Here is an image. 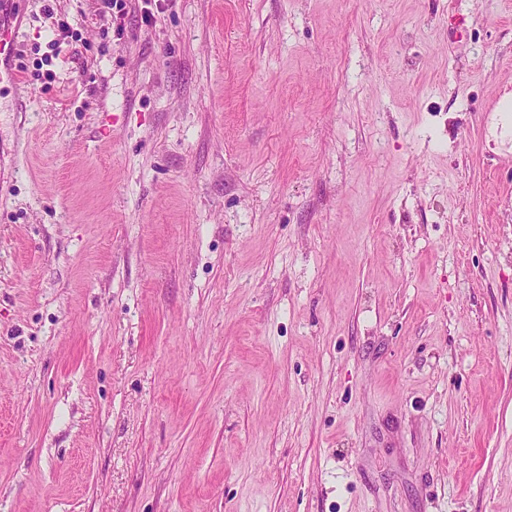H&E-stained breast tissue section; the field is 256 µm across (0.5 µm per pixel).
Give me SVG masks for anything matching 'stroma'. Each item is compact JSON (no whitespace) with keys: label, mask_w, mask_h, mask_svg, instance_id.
I'll use <instances>...</instances> for the list:
<instances>
[{"label":"stroma","mask_w":512,"mask_h":512,"mask_svg":"<svg viewBox=\"0 0 512 512\" xmlns=\"http://www.w3.org/2000/svg\"><path fill=\"white\" fill-rule=\"evenodd\" d=\"M13 2L0 512H512V0Z\"/></svg>","instance_id":"35a3bbf8"}]
</instances>
